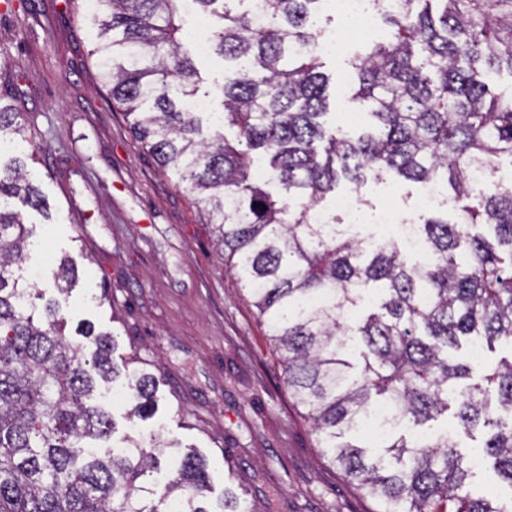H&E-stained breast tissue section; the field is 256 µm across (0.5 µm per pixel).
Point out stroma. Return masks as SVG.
I'll return each mask as SVG.
<instances>
[{"instance_id": "obj_1", "label": "stroma", "mask_w": 512, "mask_h": 512, "mask_svg": "<svg viewBox=\"0 0 512 512\" xmlns=\"http://www.w3.org/2000/svg\"><path fill=\"white\" fill-rule=\"evenodd\" d=\"M96 32L90 0H0V102L25 128L0 140L24 155L52 213L26 215L37 247L23 276L42 288L58 258L76 260L67 335L91 320L111 333L116 364L135 355L160 377L144 427L205 456L215 494L245 493L251 512H380L323 455L202 204L134 140L91 53ZM322 60L328 110L355 132L348 55ZM362 198L380 239L387 222L427 211L423 190L395 175L368 178Z\"/></svg>"}]
</instances>
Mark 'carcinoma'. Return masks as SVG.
Listing matches in <instances>:
<instances>
[{"instance_id": "carcinoma-1", "label": "carcinoma", "mask_w": 512, "mask_h": 512, "mask_svg": "<svg viewBox=\"0 0 512 512\" xmlns=\"http://www.w3.org/2000/svg\"><path fill=\"white\" fill-rule=\"evenodd\" d=\"M103 80L134 138L204 205L216 241L280 352L288 391L319 447L382 512H507L465 490L471 471L453 435L395 436L453 413L481 427L482 456L512 486V356L457 361L461 338L512 340V96L484 76L512 75V0H401L379 9L386 41L351 61V101L370 120L353 138L326 126L329 77L311 5L322 0H193L212 20L224 67L222 112L189 103L207 79L183 36L181 0H97ZM19 113L0 103V133ZM268 178L254 177L257 155ZM386 173L451 192L453 213L414 225L431 255L410 262L393 241L369 245L312 213L342 182L360 191ZM50 207L18 157L0 160V512H249L230 488L208 505V464L189 451L160 483L173 444L152 434L116 453L97 403L120 371L109 335L65 334L61 299L78 279L70 257L53 296L20 264L33 228L10 200ZM160 378L126 375L130 421L155 412Z\"/></svg>"}]
</instances>
